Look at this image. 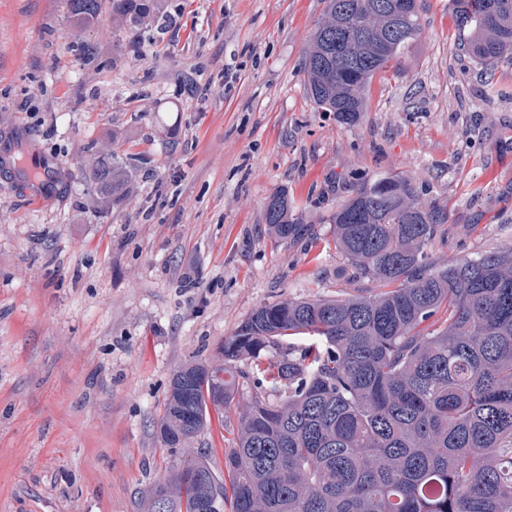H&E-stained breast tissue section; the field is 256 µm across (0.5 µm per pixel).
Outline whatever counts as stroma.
<instances>
[{
    "label": "stroma",
    "mask_w": 512,
    "mask_h": 512,
    "mask_svg": "<svg viewBox=\"0 0 512 512\" xmlns=\"http://www.w3.org/2000/svg\"><path fill=\"white\" fill-rule=\"evenodd\" d=\"M322 0H163L159 28L90 27L66 0H0V156L67 181L46 205L0 167V512H136L173 458L157 440L171 375L259 305L351 292L328 246L361 179L400 173L448 211L439 260L512 247V55L461 51L449 0H422L400 72L354 125L304 90ZM119 134L135 191L84 209L79 146ZM287 189L313 238L274 241ZM68 10L72 18V28L69 34L70 44L87 63L95 59L90 45L83 39V29L100 22L102 0H67Z\"/></svg>",
    "instance_id": "1"
}]
</instances>
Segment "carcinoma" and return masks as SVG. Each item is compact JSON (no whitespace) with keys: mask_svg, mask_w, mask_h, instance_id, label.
<instances>
[{"mask_svg":"<svg viewBox=\"0 0 512 512\" xmlns=\"http://www.w3.org/2000/svg\"><path fill=\"white\" fill-rule=\"evenodd\" d=\"M155 2L109 0L111 26L146 27ZM67 5L70 44L90 64L83 29L103 2ZM452 5L475 62L512 52V0ZM421 11L418 0H324L302 63L309 99L357 123L375 74L400 67L419 39ZM80 157L91 206L129 199L135 173L113 141ZM264 221L281 242L311 235L285 190L267 197ZM446 223L406 176L360 182L331 228L354 293L260 305L213 359L174 370L156 434L175 460L138 512H512V247L438 261ZM248 378L257 392L238 413L223 477L195 443ZM263 388L281 399L267 402Z\"/></svg>","mask_w":512,"mask_h":512,"instance_id":"1","label":"carcinoma"}]
</instances>
